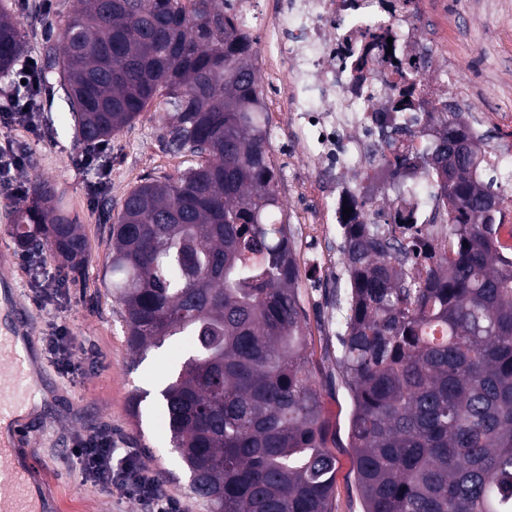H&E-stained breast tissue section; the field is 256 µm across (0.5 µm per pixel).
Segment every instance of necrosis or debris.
Returning <instances> with one entry per match:
<instances>
[{"label":"necrosis or debris","instance_id":"obj_1","mask_svg":"<svg viewBox=\"0 0 512 512\" xmlns=\"http://www.w3.org/2000/svg\"><path fill=\"white\" fill-rule=\"evenodd\" d=\"M236 22L268 86L269 131L279 151L300 153L285 176L312 201L300 228L306 273L328 272L330 245L347 224L411 217L429 239L445 234L446 202L425 170L395 171L397 156L433 155L432 112H461L468 133L500 126L475 106L458 76L445 25L429 21V0H234ZM351 214H344V207Z\"/></svg>","mask_w":512,"mask_h":512}]
</instances>
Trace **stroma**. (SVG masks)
<instances>
[{
    "label": "stroma",
    "mask_w": 512,
    "mask_h": 512,
    "mask_svg": "<svg viewBox=\"0 0 512 512\" xmlns=\"http://www.w3.org/2000/svg\"><path fill=\"white\" fill-rule=\"evenodd\" d=\"M466 23L470 34L459 42L461 74L475 87L494 82L512 87V56L503 53L499 40L512 38V0H494V17L475 9L472 0H445ZM76 0H24L17 13L27 43L26 55L40 58L47 40L56 38L62 17ZM164 107H149L99 152L97 165L86 169L79 160L85 148L74 136L68 106L54 79H46L37 127H1L0 144L24 148L29 165L13 172L11 183L0 182V266L9 268L5 283L7 308L27 321L29 345L39 354L38 381L30 399L38 410L23 419L24 442L41 463L35 481L49 504L47 512H141L138 501L113 487L83 484L79 466L68 448L79 434L108 429L116 448H134L152 474L169 473L162 488L178 499L184 512H207L188 492L186 474L173 451L169 435L157 414L151 391L162 390L189 347L175 336L162 347L134 353L128 347L123 309L104 281L109 260V227L116 220L124 196L145 178L174 177L196 165L197 156L171 153L160 143V115ZM55 193V202L76 218L86 240L82 266L67 270V293L51 303L35 302L43 269L63 267L60 259L43 252L30 255L18 246L12 225L18 211L32 201L36 184ZM346 276L342 267L323 279L320 287L302 280L299 290L309 332L310 367L320 390L323 414L332 431L346 438L350 399L336 370L338 330L334 300ZM66 324L73 338L75 359L84 374L69 379L57 367L46 346L58 324ZM141 399L140 417H132L133 397ZM336 455V489L332 512H362L350 449Z\"/></svg>",
    "instance_id": "obj_1"
}]
</instances>
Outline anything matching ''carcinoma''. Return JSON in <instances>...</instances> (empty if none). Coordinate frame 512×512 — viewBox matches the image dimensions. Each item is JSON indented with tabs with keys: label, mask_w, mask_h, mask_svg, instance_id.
Wrapping results in <instances>:
<instances>
[{
	"label": "carcinoma",
	"mask_w": 512,
	"mask_h": 512,
	"mask_svg": "<svg viewBox=\"0 0 512 512\" xmlns=\"http://www.w3.org/2000/svg\"><path fill=\"white\" fill-rule=\"evenodd\" d=\"M45 70L91 152L155 100L160 141L201 162L145 181L110 225L107 271L129 347L187 336L190 355L161 390L189 492L209 512H331L336 457L312 380L301 276L267 148L262 87L231 0H77ZM0 5V73L24 53ZM441 148L398 167L430 168L450 210L448 252L351 224L341 245L350 290L336 300V358L351 400L348 447L364 512H512V263L492 247L505 196L473 168L483 140L437 112ZM13 225L19 246L72 269L84 236L54 193Z\"/></svg>",
	"instance_id": "1"
}]
</instances>
